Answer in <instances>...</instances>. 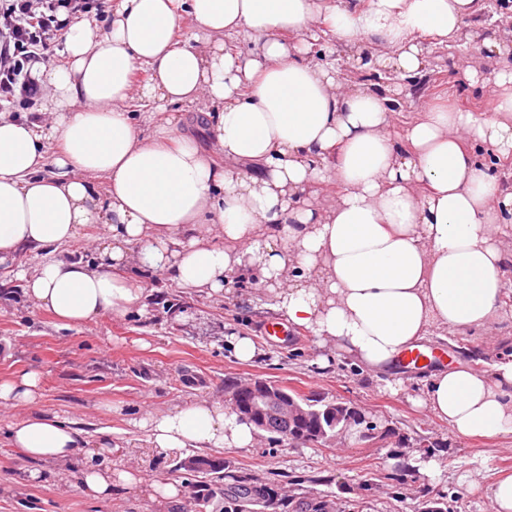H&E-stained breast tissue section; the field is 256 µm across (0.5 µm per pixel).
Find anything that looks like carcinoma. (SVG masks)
Listing matches in <instances>:
<instances>
[{
	"label": "carcinoma",
	"mask_w": 512,
	"mask_h": 512,
	"mask_svg": "<svg viewBox=\"0 0 512 512\" xmlns=\"http://www.w3.org/2000/svg\"><path fill=\"white\" fill-rule=\"evenodd\" d=\"M195 459L197 467L186 468L178 461L174 472L183 475L189 490L202 499L203 507L209 505L213 490L219 486L226 487L223 512H246L247 505L268 495V488L247 471L227 470L212 455H197Z\"/></svg>",
	"instance_id": "cac0c4a2"
}]
</instances>
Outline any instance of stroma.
Here are the masks:
<instances>
[{
  "label": "stroma",
  "mask_w": 512,
  "mask_h": 512,
  "mask_svg": "<svg viewBox=\"0 0 512 512\" xmlns=\"http://www.w3.org/2000/svg\"><path fill=\"white\" fill-rule=\"evenodd\" d=\"M488 15H474L458 38L442 45L420 37L423 64L406 73L381 63L378 50L336 48L343 78L383 93L395 113L394 133L427 106L461 110L480 117L490 99L484 84H470L465 69L489 74L495 67L488 41L512 47V0H490ZM141 133L170 126L192 128L197 145L212 153L207 126L198 119L203 103L131 105ZM127 277L145 282L152 293L146 314L103 315L67 325L35 309L24 294L0 290V382L27 370L38 371L37 408L51 419L73 424L88 440L100 431L112 435L110 454L95 457L98 467L139 470L145 480H177L174 457L150 454L146 426L150 416L197 401L224 398L230 378H263L303 393L341 399L377 426L368 441L346 434L329 446L293 447L263 436L250 448H227L229 469L251 470L274 492L253 512H280L277 501L306 502L328 497L336 512H492L486 489L512 475V435L484 440L456 437L447 424L416 403L426 371L372 376L360 372L351 356L320 346L313 332L290 328L286 336H263L266 322L280 320L270 293L251 276L236 278L221 297H207L155 273L129 266ZM489 330L426 337V347L454 346L452 361H470L471 350L490 355L512 351V304ZM255 345L253 358L234 353L235 337ZM439 464L429 473V461ZM480 490L468 487L469 480ZM0 512H161L140 493L88 497L69 464L21 457L0 442Z\"/></svg>",
  "instance_id": "1"
}]
</instances>
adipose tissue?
Wrapping results in <instances>:
<instances>
[{"mask_svg": "<svg viewBox=\"0 0 512 512\" xmlns=\"http://www.w3.org/2000/svg\"><path fill=\"white\" fill-rule=\"evenodd\" d=\"M477 8L478 0H118L108 28L71 24L63 63L32 66L52 124L41 112L0 113V265L37 309L73 324L144 312L147 286L124 276L130 264L210 297L249 273L289 323L378 373L431 329L493 327L512 274V186L473 147L512 155V69L493 72L489 115L429 106L397 136L389 98L308 56L326 32L346 47H381L386 62L413 72L423 62L418 38L455 40ZM183 12L194 32L182 41ZM230 35L247 48L227 47ZM142 66L153 79L139 85ZM135 99L208 101L223 163L192 134H139L128 111ZM54 141L62 152L52 159ZM50 160L56 173L40 175ZM240 162L256 172H240ZM331 179L336 198L305 197ZM87 224L103 228L93 260L42 258ZM30 255L40 258L31 268L21 262ZM39 396L37 372L0 383V405L28 408L5 426L11 447L75 464L93 496L145 484L151 499L176 503L180 483L87 465L89 446L108 452L111 438L89 442L32 411ZM418 403L457 437L512 435V359L430 373ZM148 426L159 455L254 442L252 426L217 401Z\"/></svg>", "mask_w": 512, "mask_h": 512, "instance_id": "adipose-tissue-1", "label": "adipose tissue"}]
</instances>
